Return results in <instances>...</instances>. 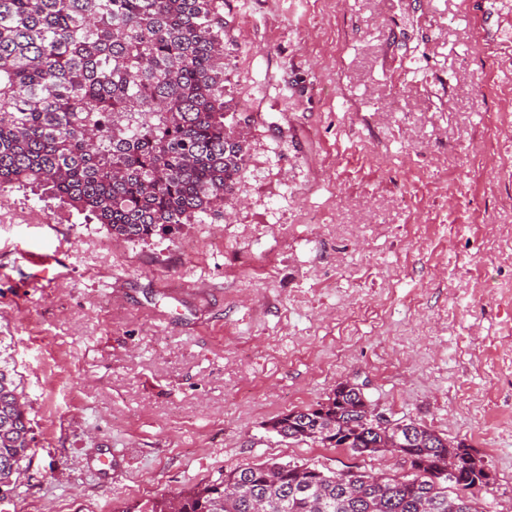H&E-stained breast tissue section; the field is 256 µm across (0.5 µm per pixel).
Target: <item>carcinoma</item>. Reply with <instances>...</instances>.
Masks as SVG:
<instances>
[{
  "label": "carcinoma",
  "instance_id": "obj_1",
  "mask_svg": "<svg viewBox=\"0 0 512 512\" xmlns=\"http://www.w3.org/2000/svg\"><path fill=\"white\" fill-rule=\"evenodd\" d=\"M224 94V0H0V192L74 209L112 237L147 241L235 198L249 117ZM356 383L282 414L284 439L390 453L384 477L246 464L148 512H485L483 460L412 420L374 423ZM27 404L0 364V496L31 459Z\"/></svg>",
  "mask_w": 512,
  "mask_h": 512
}]
</instances>
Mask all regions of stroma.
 Segmentation results:
<instances>
[{"instance_id": "stroma-1", "label": "stroma", "mask_w": 512, "mask_h": 512, "mask_svg": "<svg viewBox=\"0 0 512 512\" xmlns=\"http://www.w3.org/2000/svg\"><path fill=\"white\" fill-rule=\"evenodd\" d=\"M224 20L251 126L223 217L128 242L0 196V358L35 450L13 499L123 512L264 461L402 473L267 431L348 380L469 444L487 512H512V0H224Z\"/></svg>"}]
</instances>
